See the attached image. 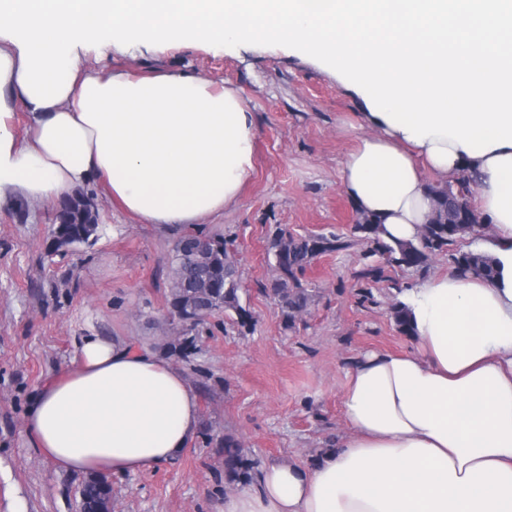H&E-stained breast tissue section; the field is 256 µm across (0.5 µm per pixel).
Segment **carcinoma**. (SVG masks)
<instances>
[{
	"mask_svg": "<svg viewBox=\"0 0 512 512\" xmlns=\"http://www.w3.org/2000/svg\"><path fill=\"white\" fill-rule=\"evenodd\" d=\"M431 192L432 215L416 241L387 240L384 226L364 213L359 214L354 231L361 234V240L370 244L373 251L388 256L395 264L407 268L424 266L432 254L454 244L480 223L471 205L472 179L463 176L456 181V185L433 186ZM55 219L56 223L51 228L53 241L48 252L50 257L62 247L89 242L99 229L98 212L92 198L84 193L62 199ZM201 237L211 242V250L205 259V271L201 273L185 267L177 258L172 260L170 270L168 315L176 335L166 343V350L169 355L187 362L199 351L200 327L214 314L233 311L243 327L252 320L250 313L240 305L236 269L224 236L184 232L177 243ZM269 249L286 254V263L277 269L276 287L272 295L281 309L285 327L290 328L309 302V294L299 287L297 274L305 270L316 252L309 238L283 228L276 230L269 242ZM453 262L455 270L461 274L479 277L494 275L491 259L481 252L459 251L454 255ZM217 447L223 449L227 483L248 484L253 462L245 456L240 444L233 437L226 436L219 440ZM78 494L81 512H109L112 482L104 474L91 475L81 483Z\"/></svg>",
	"mask_w": 512,
	"mask_h": 512,
	"instance_id": "obj_1",
	"label": "carcinoma"
}]
</instances>
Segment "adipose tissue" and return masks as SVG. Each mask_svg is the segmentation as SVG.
<instances>
[{
    "mask_svg": "<svg viewBox=\"0 0 512 512\" xmlns=\"http://www.w3.org/2000/svg\"><path fill=\"white\" fill-rule=\"evenodd\" d=\"M21 72L19 47L0 36V207L49 205L96 182L166 232L221 214L253 171L258 129L234 88L77 68L65 97L40 107ZM361 120L377 133L343 163L353 206L410 241L431 214V177L477 178L497 274L450 271L403 289L414 347L354 362L347 433L315 464L260 468L223 512H512V145L477 156L449 138L416 143L368 111ZM24 430L57 470L136 474L196 439L198 396L153 349L91 333L40 386Z\"/></svg>",
    "mask_w": 512,
    "mask_h": 512,
    "instance_id": "1",
    "label": "adipose tissue"
}]
</instances>
